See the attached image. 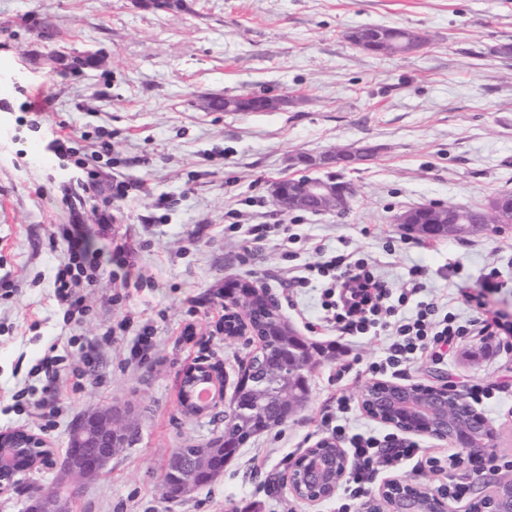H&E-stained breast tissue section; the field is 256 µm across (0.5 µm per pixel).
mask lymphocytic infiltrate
<instances>
[{
  "label": "lymphocytic infiltrate",
  "instance_id": "1",
  "mask_svg": "<svg viewBox=\"0 0 512 512\" xmlns=\"http://www.w3.org/2000/svg\"><path fill=\"white\" fill-rule=\"evenodd\" d=\"M51 240L64 246L56 273L55 295L66 305L69 320L77 323L86 311L85 290L97 284L107 264L131 267L132 252L122 245L109 254L91 249L77 214L70 223L57 225ZM330 265L337 268L338 275L334 285L323 293L326 323L344 336H364L388 330L397 336L388 347L385 361L375 365V372L383 374L398 369L418 356L434 362L444 361L455 337L464 334V327L454 325L451 317H439L437 301L421 300L422 279L426 274L424 267H412L400 293L396 294L385 281L375 276L365 259L353 260L342 254L332 257ZM411 302L416 305L415 316H401L402 307ZM335 432L345 438L347 450L354 460L348 478L349 494L353 497L366 494L379 468H394L424 454L419 441L394 433H350L341 425L336 426Z\"/></svg>",
  "mask_w": 512,
  "mask_h": 512
}]
</instances>
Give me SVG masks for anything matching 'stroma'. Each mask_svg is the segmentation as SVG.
I'll use <instances>...</instances> for the list:
<instances>
[{
    "mask_svg": "<svg viewBox=\"0 0 512 512\" xmlns=\"http://www.w3.org/2000/svg\"><path fill=\"white\" fill-rule=\"evenodd\" d=\"M365 25L407 28L426 44L375 55L348 38ZM0 82V279L16 286L0 295V430L41 435L58 457L86 415L105 412L137 432L82 487L75 512H336L343 491L321 501L291 492V463L332 439L323 417L340 395L351 426L391 430L362 406L385 337L342 336L323 322L327 280L317 267L343 252L368 259L396 292L412 266L426 267L423 298H447L462 323L475 313L458 286L493 277L490 303L507 329L458 337L446 363L417 361L405 381L512 378V229L448 240L398 222L432 202L477 207L512 193V0H183L166 10L150 0H0ZM244 92L288 103L275 112L220 107ZM103 136L112 152L94 157ZM364 145L378 149L371 160L317 172L352 184L347 213L276 206L274 184L306 174L296 157ZM92 171L130 186L112 206V240L133 248L141 282L104 277L77 327L54 294L61 252L50 236L75 209L96 231V202L82 190ZM232 209L243 213L234 233ZM301 266L307 285L290 284ZM228 280L265 287L287 323L330 355L312 368L308 399L288 422L251 438L211 485L170 500L161 483L171 454L223 430L239 364L255 348L219 323ZM126 319L155 328L148 364H128L119 333L98 350L100 383L61 387L60 416L19 397L44 356L76 365L82 342ZM197 362L223 372L226 399L189 416L176 379ZM476 410L493 427L494 462L382 471L350 512H364L391 480L433 489L460 478L512 481V391Z\"/></svg>",
    "mask_w": 512,
    "mask_h": 512,
    "instance_id": "stroma-1",
    "label": "stroma"
}]
</instances>
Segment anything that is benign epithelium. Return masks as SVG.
Masks as SVG:
<instances>
[{
	"label": "benign epithelium",
	"mask_w": 512,
	"mask_h": 512,
	"mask_svg": "<svg viewBox=\"0 0 512 512\" xmlns=\"http://www.w3.org/2000/svg\"><path fill=\"white\" fill-rule=\"evenodd\" d=\"M374 152L368 147L358 150L339 149L328 151L322 159L326 165L350 167ZM354 196L352 186L333 178H307L303 181H283L273 190L276 205L282 210L306 209L341 214L349 208ZM425 218L417 221L416 232L422 236H452L459 223L466 217L457 214L441 203H429L423 210ZM512 214V194H496L487 199L480 224H492L494 230L504 229L505 215ZM256 285L247 282H230L224 289V310L234 314L239 327L232 335L252 334L250 327L251 306L245 304L247 294ZM202 370L208 374L204 383L210 391L209 402L224 399V379L215 368L198 362L187 368L192 373ZM374 389L372 407L365 411L384 424L416 435H426L443 441L451 448L468 449L471 458L485 455L493 430L487 421L468 404L466 399L448 387L421 389L415 384H396L378 381L370 384ZM129 430L115 429L108 423V416L93 415L79 422L71 431V447L61 461V470L76 483H84L100 476L112 460L115 449L127 440ZM55 463L48 441L25 429L0 431V495L7 494L25 482V471L40 464ZM296 482L290 486L293 494L301 499L323 500L332 497L343 480L347 457L343 449L336 448L334 457H321L307 449L295 460ZM484 512H512V483L499 484L492 493L486 487L476 490ZM75 488L43 492L34 487L30 491L29 505L25 512H71ZM387 505V512H447L442 493L426 487L415 491L406 489L404 483L392 480L379 492Z\"/></svg>",
	"instance_id": "1"
}]
</instances>
